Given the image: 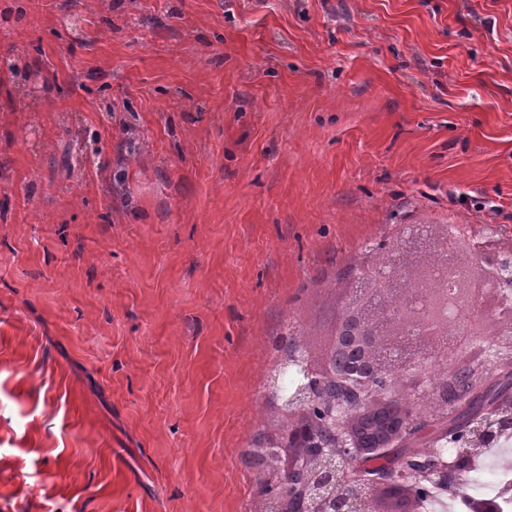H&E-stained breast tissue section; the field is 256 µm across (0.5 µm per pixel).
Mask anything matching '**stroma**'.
<instances>
[{
  "instance_id": "obj_1",
  "label": "stroma",
  "mask_w": 512,
  "mask_h": 512,
  "mask_svg": "<svg viewBox=\"0 0 512 512\" xmlns=\"http://www.w3.org/2000/svg\"><path fill=\"white\" fill-rule=\"evenodd\" d=\"M5 58L0 512H260L274 337L512 233V0H0Z\"/></svg>"
}]
</instances>
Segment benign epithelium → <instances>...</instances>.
Instances as JSON below:
<instances>
[{"instance_id": "benign-epithelium-1", "label": "benign epithelium", "mask_w": 512, "mask_h": 512, "mask_svg": "<svg viewBox=\"0 0 512 512\" xmlns=\"http://www.w3.org/2000/svg\"><path fill=\"white\" fill-rule=\"evenodd\" d=\"M502 236L501 226L484 224L470 238L446 232L431 240L424 226L415 225L409 233L398 235L389 264L375 261L364 269L365 277H349L352 287L342 296L335 325L319 338L322 354L303 342L289 353V359L302 365L304 376L292 380L285 394L288 425L258 453L276 448V466L295 476L296 483L288 496L267 500V512H421L420 482L456 486L474 458L512 428V398H508L482 409L480 417L470 422L452 461L434 448L412 446L432 422L448 418L452 406L448 395L434 394L422 370V363L438 354L448 335L452 309L461 308L471 297L489 301L493 320L479 324L480 330L472 329L470 335L484 337L496 349V356L490 357L478 345L461 359L457 370L464 376L448 379V391L457 399H463L467 390L480 389L512 362V304L501 295V289L512 288V247L500 245ZM427 239L439 252L453 256L461 274L451 301L447 278L430 275L420 280L406 263L407 254ZM374 281L400 284L389 290L391 294H402L403 285L415 283L423 288L425 299L416 302L401 297L395 305L385 306L360 287ZM383 316L389 325L398 323L400 328L379 344V362L371 371L330 364L328 350L336 345L339 333L349 331L354 321L367 319L359 331H350L359 345L364 338L372 339V325ZM377 409L393 412L392 427L365 442L356 435L354 422ZM398 451L406 453L407 461L400 475L355 473L358 462Z\"/></svg>"}]
</instances>
